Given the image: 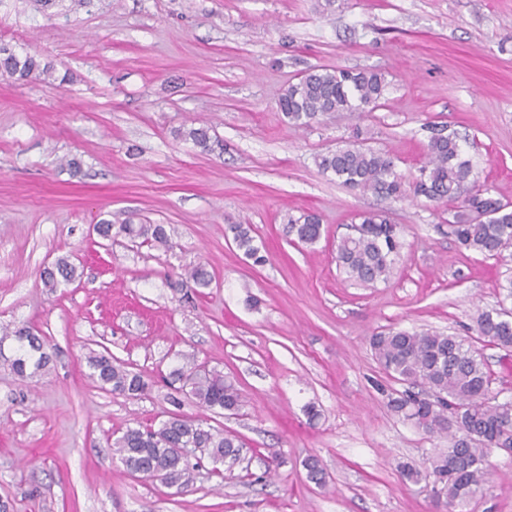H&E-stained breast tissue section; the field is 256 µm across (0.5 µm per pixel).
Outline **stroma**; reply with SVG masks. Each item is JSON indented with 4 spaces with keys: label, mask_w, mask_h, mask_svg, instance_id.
<instances>
[{
    "label": "stroma",
    "mask_w": 512,
    "mask_h": 512,
    "mask_svg": "<svg viewBox=\"0 0 512 512\" xmlns=\"http://www.w3.org/2000/svg\"><path fill=\"white\" fill-rule=\"evenodd\" d=\"M0 43L69 76L0 80V329L33 327L52 356L26 380L0 364L10 512H448L427 473L448 441L390 411L398 384L369 340L391 328L470 339L512 398V354L474 332L512 262L462 248L453 207L345 188L314 158L358 129L411 176L441 131L479 184L512 201V0H0ZM312 66L382 71L385 105L296 128L277 97ZM200 125L223 149L182 138ZM369 210L401 226L404 246L392 278L364 287L335 248ZM308 212L321 239L291 242L285 215ZM103 219L165 225L172 246L122 235L100 246ZM229 224L252 225L265 264ZM62 256L81 277L48 291L40 274ZM200 263L210 287L170 288ZM103 350L145 376L143 396L93 383L87 357ZM187 359L234 380L240 408L173 406L168 375ZM176 410L238 435L240 461L202 459L185 488L131 476L112 441ZM311 456L324 486L306 477ZM490 462L468 510L512 512V451Z\"/></svg>",
    "instance_id": "1"
}]
</instances>
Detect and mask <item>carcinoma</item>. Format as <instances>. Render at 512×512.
<instances>
[{
	"mask_svg": "<svg viewBox=\"0 0 512 512\" xmlns=\"http://www.w3.org/2000/svg\"><path fill=\"white\" fill-rule=\"evenodd\" d=\"M53 70L54 65L39 55H20L0 44L1 77L26 82L50 77ZM387 88L385 74L378 70L312 67L281 89L278 106L289 123L306 129L328 112H366L381 106ZM185 136L204 151L219 145L206 125L188 130ZM314 161L321 173L340 184L379 198L401 199L410 190L414 196L430 201L453 203L461 199L464 212L448 222V234L459 245L498 260L512 248V205L493 197L487 189L476 188L473 165L462 156L457 140L450 135L438 133L430 138L425 161L411 180L398 171L390 152L367 145L358 132L336 149L316 155ZM358 218L355 233L342 237L336 245V263L349 280L359 285L385 283L393 274L403 246L400 227L383 211L363 212ZM115 227L130 238H141L159 248L170 247L162 224L125 222L116 226L105 220L95 225V232L110 240ZM322 231L315 213L288 216L286 232L303 244L318 242ZM227 233L255 264L265 262L249 225L229 224ZM76 278V267L64 257L41 273L44 286L51 290ZM211 281L205 266L198 264L170 279V287L186 288L192 283L206 288ZM499 288L503 296L499 308L479 313L475 332L483 341L509 351L512 310L505 307V301H512V276ZM12 336L18 347L14 357L4 361L18 377H31L50 364L46 343L32 327L21 325ZM370 345L385 373L406 385L404 391L390 396L391 412L427 434L448 436L447 450L429 459L431 474L441 483V493L453 507L452 512H466L471 502L484 495L491 468L490 445L512 448V399H498L484 357L461 336L397 329L371 336ZM88 365L90 377L103 390L137 398L148 389L149 383L141 373L127 369L108 352L89 357ZM172 374L182 382L180 391L201 408L218 414L225 409L235 411L242 403L239 390L215 369L188 360ZM113 448L129 474L150 481L163 474L171 484L184 488L191 481L193 465L183 458L180 449L199 448L217 464L238 458L242 444L239 437L220 428L172 414L156 427H127Z\"/></svg>",
	"mask_w": 512,
	"mask_h": 512,
	"instance_id": "cac0c4a2",
	"label": "carcinoma"
}]
</instances>
